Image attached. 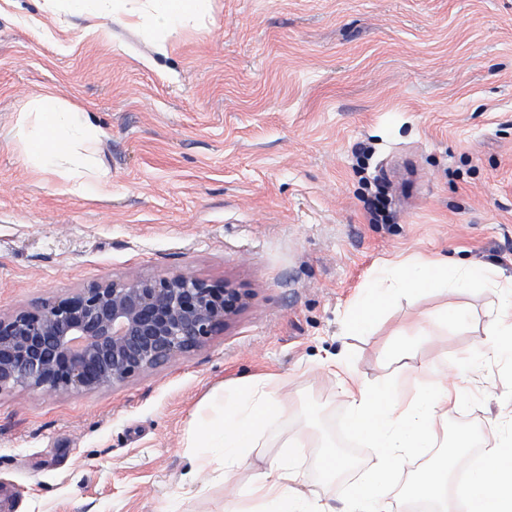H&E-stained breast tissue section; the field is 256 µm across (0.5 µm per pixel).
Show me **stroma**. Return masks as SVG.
Segmentation results:
<instances>
[{"mask_svg": "<svg viewBox=\"0 0 512 512\" xmlns=\"http://www.w3.org/2000/svg\"><path fill=\"white\" fill-rule=\"evenodd\" d=\"M155 52L124 16L109 38L63 0H0V310L87 284L187 272L249 288L201 349L82 394L0 393V486L13 512H231L284 441L307 489L344 501L374 460L345 428L339 371L384 383L393 332L425 319L417 362L463 369L443 440L512 423V361L486 342L512 278V0H209ZM90 112L104 192L77 196L28 162L32 98ZM445 258L490 281L398 296L365 330L345 314L388 263ZM273 377L288 412L231 481L191 482L195 414ZM355 451L337 481L322 446Z\"/></svg>", "mask_w": 512, "mask_h": 512, "instance_id": "stroma-1", "label": "stroma"}]
</instances>
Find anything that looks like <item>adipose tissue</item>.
Segmentation results:
<instances>
[{"mask_svg": "<svg viewBox=\"0 0 512 512\" xmlns=\"http://www.w3.org/2000/svg\"><path fill=\"white\" fill-rule=\"evenodd\" d=\"M71 14L84 17L95 29L103 19L125 14L129 26L145 29L158 54H165L169 36L189 17L205 13L208 0H143L132 7L129 0H65ZM15 136L25 146L29 161L42 172L58 177L73 194L89 187L107 189L108 172L99 163V134L90 113L60 97L44 94L33 99L29 112L18 124ZM448 263L428 260L401 261L386 269L380 281L355 307L353 328L371 322L388 305L391 296L420 291H447ZM266 377H250L216 395L211 414L200 419L190 444L198 453L191 476L220 465L231 475L247 462L266 424L287 412L282 400L269 388ZM347 427L374 448L375 460L365 470L342 507L304 496L298 489L303 471L299 465L300 440L288 441V452L260 472L249 490L246 512H388L386 497L390 479L405 460L424 459L422 468L404 483L405 504H431L433 512H448V479L465 448L468 433H458L454 449L441 458L428 453L438 439L439 418L448 409L447 388L419 391L405 405H397L390 393L353 376H345ZM469 484L480 493L468 512H512V437L499 439L496 447L480 454L470 465Z\"/></svg>", "mask_w": 512, "mask_h": 512, "instance_id": "ef3b65f1", "label": "adipose tissue"}]
</instances>
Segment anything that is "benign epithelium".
<instances>
[{"instance_id":"obj_1","label":"benign epithelium","mask_w":512,"mask_h":512,"mask_svg":"<svg viewBox=\"0 0 512 512\" xmlns=\"http://www.w3.org/2000/svg\"><path fill=\"white\" fill-rule=\"evenodd\" d=\"M248 298L227 279L133 274L0 311V392L114 389L223 334Z\"/></svg>"}]
</instances>
